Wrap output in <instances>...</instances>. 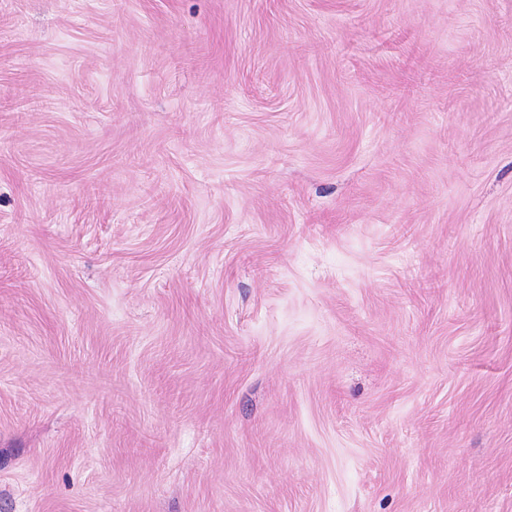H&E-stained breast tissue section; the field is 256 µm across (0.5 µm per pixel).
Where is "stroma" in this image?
Listing matches in <instances>:
<instances>
[{
  "instance_id": "obj_1",
  "label": "stroma",
  "mask_w": 512,
  "mask_h": 512,
  "mask_svg": "<svg viewBox=\"0 0 512 512\" xmlns=\"http://www.w3.org/2000/svg\"><path fill=\"white\" fill-rule=\"evenodd\" d=\"M0 512H512V0H0Z\"/></svg>"
}]
</instances>
